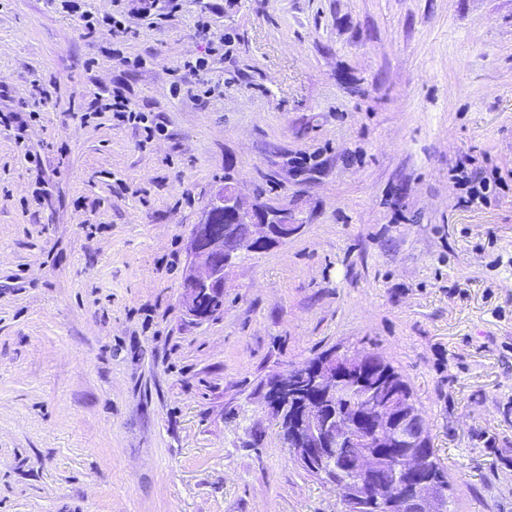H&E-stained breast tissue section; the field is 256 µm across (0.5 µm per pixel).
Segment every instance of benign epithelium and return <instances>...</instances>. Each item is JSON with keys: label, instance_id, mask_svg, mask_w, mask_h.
<instances>
[{"label": "benign epithelium", "instance_id": "7a95c632", "mask_svg": "<svg viewBox=\"0 0 512 512\" xmlns=\"http://www.w3.org/2000/svg\"><path fill=\"white\" fill-rule=\"evenodd\" d=\"M303 219L254 198H244L233 180L224 181L203 212L191 243L194 261L182 283V304L199 313L203 295L224 290V272L238 256L257 253L296 235ZM380 367L368 352L331 353L319 361L278 373L268 392L276 411L289 404L288 447L301 465L317 469L336 463L341 449L357 445L346 461L359 478L338 484L345 512H360L363 487L387 463L394 488L413 486L414 512H448L447 493L419 472L425 431L411 397L379 379ZM353 398L356 422L336 418L339 400Z\"/></svg>", "mask_w": 512, "mask_h": 512}]
</instances>
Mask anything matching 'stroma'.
Returning a JSON list of instances; mask_svg holds the SVG:
<instances>
[{
    "mask_svg": "<svg viewBox=\"0 0 512 512\" xmlns=\"http://www.w3.org/2000/svg\"><path fill=\"white\" fill-rule=\"evenodd\" d=\"M81 8L97 34L0 0V512H343L263 395L346 350L410 386L450 512H512V0ZM202 21L225 42L200 92ZM116 85L152 143L86 116ZM466 154L508 176L486 205ZM229 174L306 222L197 319L181 284ZM182 0H142L140 8L145 17L152 15L151 11L158 12L156 16L161 18H174L182 9ZM155 12V13H156ZM473 164V158L466 156L456 161V164L451 169L454 172V176L465 179L469 184L465 202L470 206L485 204L493 190V184L490 179L478 176L477 172H474V174L472 172L469 175L467 166Z\"/></svg>",
    "mask_w": 512,
    "mask_h": 512,
    "instance_id": "1",
    "label": "stroma"
}]
</instances>
